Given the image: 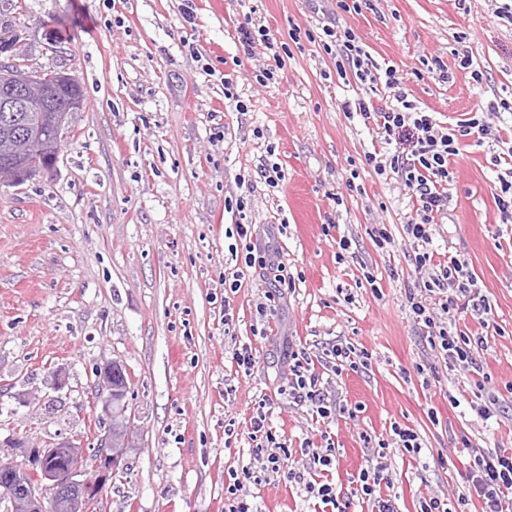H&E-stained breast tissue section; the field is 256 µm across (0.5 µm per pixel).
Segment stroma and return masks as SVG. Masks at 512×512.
Here are the masks:
<instances>
[{"label":"stroma","instance_id":"35a3bbf8","mask_svg":"<svg viewBox=\"0 0 512 512\" xmlns=\"http://www.w3.org/2000/svg\"><path fill=\"white\" fill-rule=\"evenodd\" d=\"M183 6L22 0L0 12L28 70H67L85 95L54 168L0 185V440L94 443L93 370L117 360L129 377L137 447L105 486L102 512H224L230 476L246 468L257 477L245 489L253 512H313L302 485L264 473L248 435L255 403L268 397V423L295 461L319 439L324 427L283 393L289 345L308 353L333 397L358 409L324 428L335 441L328 479L338 490L350 494L353 477L378 461L361 434L389 438L396 422L423 446L418 458L395 451L385 460L398 512L456 498V474L440 465L459 460L455 436L483 452L512 442V223L495 204L492 161L512 141V114L494 119L495 139L461 145L430 246L438 262L460 255L490 302L489 328L469 314L456 321L486 339L476 354L489 378L480 392L418 335L406 300L416 279L403 233L415 215L410 192L365 161L394 145L343 109L360 97L392 100V90L339 77L331 55L289 32L327 23L352 30L374 64L396 68L417 107L447 127L478 103L512 96V21L495 17L488 0H360L349 12L337 0H194L189 22ZM246 22L286 47L265 87L255 75L272 53L239 51L236 29ZM464 52L482 82L429 75L436 59L455 72ZM231 61L244 113L224 97ZM265 161L281 168L278 186L262 177ZM240 224L271 242L272 261L292 280L266 317L257 309L268 284L235 256ZM378 224L391 245L374 242ZM342 237L351 243L344 253ZM235 274L242 286L228 325L224 280ZM239 342L259 357L248 376L231 359ZM340 342L371 353L370 366L334 374L326 352ZM420 365L435 366L438 381L424 384ZM60 366L68 384L56 391L51 373ZM28 391L41 403L20 402ZM494 396L502 411L482 421L478 410ZM230 422L237 436L229 440Z\"/></svg>","mask_w":512,"mask_h":512}]
</instances>
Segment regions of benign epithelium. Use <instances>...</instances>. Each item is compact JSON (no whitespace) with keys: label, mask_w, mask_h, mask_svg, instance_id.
Returning <instances> with one entry per match:
<instances>
[{"label":"benign epithelium","mask_w":512,"mask_h":512,"mask_svg":"<svg viewBox=\"0 0 512 512\" xmlns=\"http://www.w3.org/2000/svg\"><path fill=\"white\" fill-rule=\"evenodd\" d=\"M13 31L0 29V112L4 113L0 126L12 132L16 113L27 112L24 129L17 136L28 139L17 155L0 163V183L19 185L52 170L57 156L39 158L43 145L39 137L43 125L56 131L52 146L59 152L69 130L68 117L83 108L84 96L78 79L62 70H44L33 76L27 69ZM123 366L117 361L106 362L95 370L96 380L92 388L94 404L101 405V413L112 417V401L120 397L122 390L117 378ZM133 423L126 420L123 430H107L98 438L96 446L89 448L70 438L48 442L44 445L22 438L0 440L3 448L18 451L21 460L15 464L0 466V497L11 501L20 512H47L46 503L65 498L70 512H94L103 487L112 473L133 447ZM63 458L62 468L49 466L52 458ZM38 467L40 482H27L30 467Z\"/></svg>","instance_id":"benign-epithelium-1"}]
</instances>
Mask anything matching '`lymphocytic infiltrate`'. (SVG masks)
Returning <instances> with one entry per match:
<instances>
[{
    "label": "lymphocytic infiltrate",
    "instance_id": "lymphocytic-infiltrate-1",
    "mask_svg": "<svg viewBox=\"0 0 512 512\" xmlns=\"http://www.w3.org/2000/svg\"><path fill=\"white\" fill-rule=\"evenodd\" d=\"M328 42L324 51L335 54L336 72L339 76L353 75L359 81L370 79L372 61L361 39L353 31L337 33L333 27L323 26ZM385 85L395 92L393 103L381 106L371 99H357L356 111L375 122L388 139L397 144L395 152L387 160H378L376 154L366 156L368 164L377 173L393 172L411 191L416 207L415 216L403 226L408 242L417 249L414 257L416 271H427L428 278L422 288L407 290L406 299L414 325L427 344L443 357L449 371L480 375L481 364L474 349L484 346L485 339L471 336L462 330L449 327V318L466 312L489 313L491 306L482 295L476 277L466 271L456 255H449L446 264L433 265L429 250L432 228L445 215L448 186L453 180L452 161L460 153L462 141L470 140L483 145L489 133L490 121L499 113L512 112V101H491L472 110L469 117L460 120L447 132H440L433 114L419 109L410 100L409 93L395 68L384 71ZM292 362L288 396L295 405L308 407L321 418H331L336 405L329 401L322 387V376L310 366L304 351H289ZM267 413L257 409L250 419L249 437L255 444V453L264 462L266 471L286 474L289 481L301 484L311 497L330 505L333 512H350L354 501L373 502L377 512H397L391 498L380 496L384 467L381 463L390 448L413 456L420 455L422 445L419 436L411 429L392 423L393 440H372L363 435L364 444H376L379 465L362 470L356 481L352 497H344L330 482L308 480L306 473L325 471L333 466L334 446L328 441V432H321L325 444L320 448H305L308 457L306 469L290 466L292 453L266 426ZM460 477L465 491L458 494V505L478 501L481 512H512V452L494 451L471 454Z\"/></svg>",
    "mask_w": 512,
    "mask_h": 512
}]
</instances>
